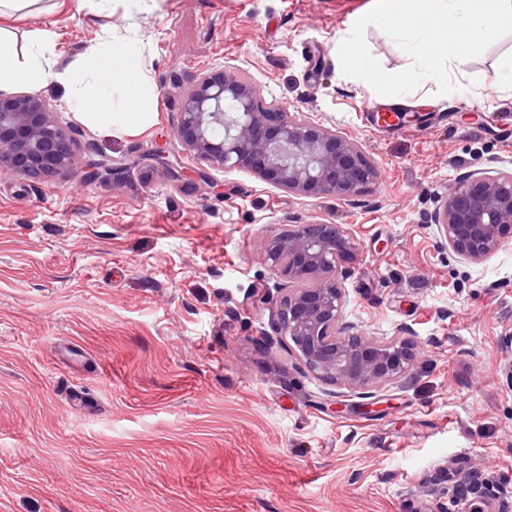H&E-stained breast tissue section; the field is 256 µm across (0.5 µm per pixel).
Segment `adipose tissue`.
Here are the masks:
<instances>
[{"label":"adipose tissue","instance_id":"obj_1","mask_svg":"<svg viewBox=\"0 0 512 512\" xmlns=\"http://www.w3.org/2000/svg\"><path fill=\"white\" fill-rule=\"evenodd\" d=\"M53 40L51 31H37L22 58L11 35L0 32V86H37L53 77L65 86V101L78 117L124 131L147 123L152 99L134 51L112 41L101 43L88 62L93 81L84 86L68 73L51 74L47 56Z\"/></svg>","mask_w":512,"mask_h":512}]
</instances>
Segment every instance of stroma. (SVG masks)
I'll return each instance as SVG.
<instances>
[{"mask_svg": "<svg viewBox=\"0 0 512 512\" xmlns=\"http://www.w3.org/2000/svg\"><path fill=\"white\" fill-rule=\"evenodd\" d=\"M374 3L36 0L0 17L22 55L33 32H56L37 92L73 140L66 169L0 172V512H412L423 493L448 512L481 499L512 512V239L473 264L430 222L464 173L512 168V94L483 82L512 35L451 70L453 93L401 95L411 131L380 135L362 114L384 96L337 56ZM106 39L139 54L154 99L134 132L77 118L55 79L88 81ZM229 66L358 141L376 183L347 204L246 170L197 178L175 136L178 87ZM94 162L111 174L85 180ZM297 221L357 237L344 317L379 340L412 328L403 378L357 394L289 353L263 249Z\"/></svg>", "mask_w": 512, "mask_h": 512, "instance_id": "obj_1", "label": "stroma"}]
</instances>
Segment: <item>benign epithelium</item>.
<instances>
[{"label":"benign epithelium","instance_id":"7a95c632","mask_svg":"<svg viewBox=\"0 0 512 512\" xmlns=\"http://www.w3.org/2000/svg\"><path fill=\"white\" fill-rule=\"evenodd\" d=\"M180 98L177 140L208 168L247 170L296 196L330 194L349 204L378 179L357 141L264 101L256 83L231 67L199 73ZM71 160V138L46 99L0 92V172L37 178ZM432 223L462 260L495 255L512 238V169L460 177ZM359 251L348 229L326 221L290 224L264 248L265 263L288 282L278 329L291 353L315 377L354 391L398 380L416 358L410 327L378 340L344 321L338 273Z\"/></svg>","mask_w":512,"mask_h":512}]
</instances>
